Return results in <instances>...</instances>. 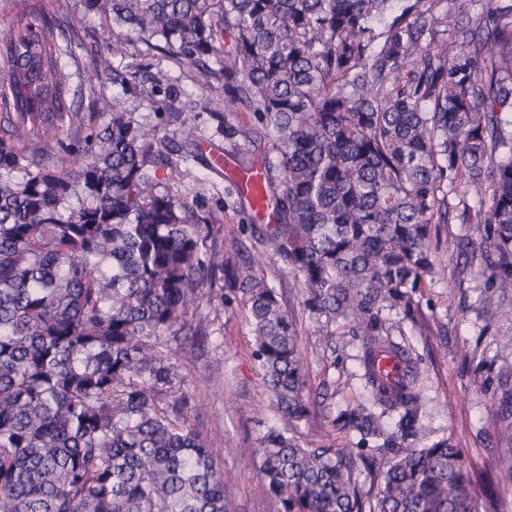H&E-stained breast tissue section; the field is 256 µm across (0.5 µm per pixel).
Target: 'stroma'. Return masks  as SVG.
I'll return each mask as SVG.
<instances>
[{"instance_id":"35a3bbf8","label":"stroma","mask_w":512,"mask_h":512,"mask_svg":"<svg viewBox=\"0 0 512 512\" xmlns=\"http://www.w3.org/2000/svg\"><path fill=\"white\" fill-rule=\"evenodd\" d=\"M476 225L438 227L439 281L428 289L426 331L406 329L404 342L423 359L425 407L430 437L450 439L474 477L512 466V441L499 434L498 379H512V292L485 287L479 265L459 257L456 242L478 237ZM206 331L191 353L173 351V398H186L191 424L212 440L220 469L229 475L234 512H273L256 454L259 437L277 418L253 357L254 338L241 303L202 305L196 314ZM308 389L323 396V411L335 412L362 392L356 363L335 361L324 337L302 330ZM335 385L327 397L324 385Z\"/></svg>"}]
</instances>
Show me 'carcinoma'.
Returning <instances> with one entry per match:
<instances>
[{"label":"carcinoma","mask_w":512,"mask_h":512,"mask_svg":"<svg viewBox=\"0 0 512 512\" xmlns=\"http://www.w3.org/2000/svg\"><path fill=\"white\" fill-rule=\"evenodd\" d=\"M84 4L101 13L92 48L59 0L0 29V512H230L213 443L169 400L172 345L203 335L189 315L209 295L247 310L281 421L259 448L276 512H477L460 450L421 444V359L395 337L425 325L451 194L481 226L460 253L512 288V0H482L472 25L453 0ZM130 49L139 62L114 70ZM88 50L73 90L62 56ZM157 54L211 97L146 74ZM108 81L158 122L98 94ZM203 112L224 153L261 170L271 223L242 226L252 252L211 243L235 183L161 189ZM272 258L319 335L360 342L366 397L323 415L353 448L289 434L316 411ZM381 353L403 362L393 384ZM500 421L511 438V387Z\"/></svg>","instance_id":"cac0c4a2"}]
</instances>
